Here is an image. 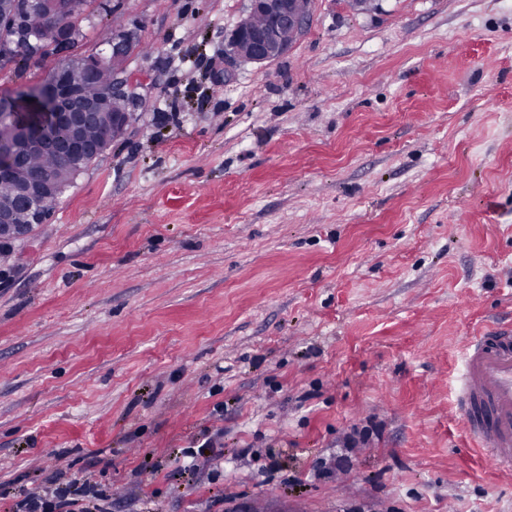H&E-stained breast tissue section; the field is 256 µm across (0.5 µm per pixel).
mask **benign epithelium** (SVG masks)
<instances>
[{
	"mask_svg": "<svg viewBox=\"0 0 512 512\" xmlns=\"http://www.w3.org/2000/svg\"><path fill=\"white\" fill-rule=\"evenodd\" d=\"M247 21L233 27L225 35L224 60L230 66L240 64L267 65L288 53L291 44L285 37L306 32L311 24L315 0H249ZM28 24L20 28L21 40L33 46L41 44L40 32L33 22L50 19L52 44L63 54L61 61L43 82L27 88L20 96L0 105V173L6 174L14 155L36 144L40 150L57 151L66 158L71 177L75 178L102 156L112 142L125 135L135 121L136 105L127 97L123 78L128 58L137 46L133 30L113 32L106 54L80 55L74 52L79 30L71 22V0H26ZM103 68L112 69V83L103 92L86 99L85 87L96 83ZM34 94L49 102L52 125L69 134L66 141H56L35 132L26 118L25 101ZM117 96L127 98L126 108L112 113L104 134L92 145L83 142L85 125L99 121L102 104ZM18 204L26 220L15 222L11 211L0 208V246L28 236L36 226L45 223L58 201L63 186L56 173L47 168H28L17 174Z\"/></svg>",
	"mask_w": 512,
	"mask_h": 512,
	"instance_id": "1",
	"label": "benign epithelium"
}]
</instances>
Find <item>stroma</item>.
Here are the masks:
<instances>
[{"mask_svg":"<svg viewBox=\"0 0 512 512\" xmlns=\"http://www.w3.org/2000/svg\"><path fill=\"white\" fill-rule=\"evenodd\" d=\"M248 8L89 0L78 53L140 35L137 119L0 263V491L512 512V464L455 406L460 345L512 326V0H316L287 55L228 73ZM57 61L0 69V94Z\"/></svg>","mask_w":512,"mask_h":512,"instance_id":"stroma-1","label":"stroma"}]
</instances>
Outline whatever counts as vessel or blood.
Here are the masks:
<instances>
[{
	"label": "vessel or blood",
	"mask_w": 512,
	"mask_h": 512,
	"mask_svg": "<svg viewBox=\"0 0 512 512\" xmlns=\"http://www.w3.org/2000/svg\"><path fill=\"white\" fill-rule=\"evenodd\" d=\"M457 407L486 456L512 462V329L490 326L461 348Z\"/></svg>",
	"instance_id": "b4317fda"
}]
</instances>
